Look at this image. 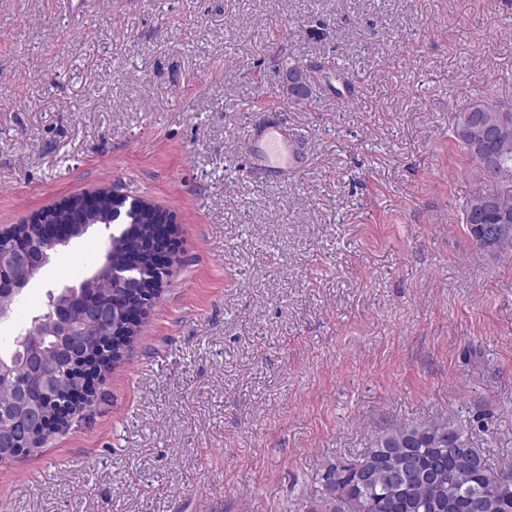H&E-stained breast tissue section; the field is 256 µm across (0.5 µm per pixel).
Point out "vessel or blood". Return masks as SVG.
Masks as SVG:
<instances>
[{
  "instance_id": "b4317fda",
  "label": "vessel or blood",
  "mask_w": 512,
  "mask_h": 512,
  "mask_svg": "<svg viewBox=\"0 0 512 512\" xmlns=\"http://www.w3.org/2000/svg\"><path fill=\"white\" fill-rule=\"evenodd\" d=\"M243 152L250 166L276 176H288L298 165V153L286 127L260 123L252 127L244 140Z\"/></svg>"
}]
</instances>
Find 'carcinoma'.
Instances as JSON below:
<instances>
[{
	"mask_svg": "<svg viewBox=\"0 0 512 512\" xmlns=\"http://www.w3.org/2000/svg\"><path fill=\"white\" fill-rule=\"evenodd\" d=\"M453 134L489 183L487 191L469 201L463 222L479 225L484 237L496 234L499 222L506 219L512 223V195L506 197L500 190V185L512 182V108L477 98L459 112ZM15 234L18 240L36 244L38 259L44 264L57 250L55 246L43 248L33 224L16 225ZM123 292L111 276L100 274L92 281L90 300L118 303ZM57 299V293L47 294L38 314L43 335L36 343L22 342L27 333L24 328L6 349H0V359L19 368L14 377L0 380V406L9 405L27 384L31 352L45 354L48 368L57 378L55 390L42 397L49 416L82 385L83 376L70 367L72 357L89 354L100 358L112 350L111 336L81 318L74 319L66 333L59 332L53 325ZM1 429L10 431L11 447L0 448V457H12L26 446V430L9 428L6 420H0ZM450 448L457 449L451 458ZM356 461L376 464V481L363 487L351 461H330L324 465L321 492L312 512H512V470H495L484 449L476 447L469 433L448 418L383 430Z\"/></svg>",
	"mask_w": 512,
	"mask_h": 512,
	"instance_id": "1",
	"label": "carcinoma"
}]
</instances>
